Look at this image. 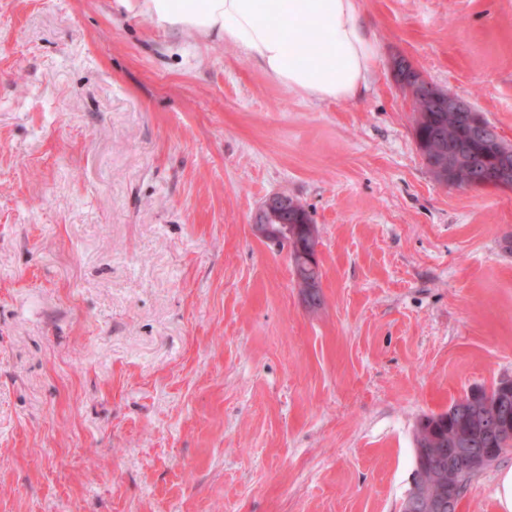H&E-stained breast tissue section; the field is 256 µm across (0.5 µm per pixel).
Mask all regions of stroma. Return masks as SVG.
Instances as JSON below:
<instances>
[{
	"mask_svg": "<svg viewBox=\"0 0 512 512\" xmlns=\"http://www.w3.org/2000/svg\"><path fill=\"white\" fill-rule=\"evenodd\" d=\"M360 6L373 80L320 102L116 0H0V512H400L420 419L512 381V188L436 181L392 73L512 144V0ZM276 192L318 306L252 232ZM253 234L268 244H288L293 252L292 269L299 288L303 289L306 301L314 305L310 294L321 288V280H312V272L320 271L318 264V228L313 224L308 210L286 193L269 195L252 217ZM306 236L314 247V254L303 253L293 247V242Z\"/></svg>",
	"mask_w": 512,
	"mask_h": 512,
	"instance_id": "obj_1",
	"label": "stroma"
}]
</instances>
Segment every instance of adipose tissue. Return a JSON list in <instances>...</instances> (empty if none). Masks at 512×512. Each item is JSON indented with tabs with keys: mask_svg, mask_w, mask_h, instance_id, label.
Wrapping results in <instances>:
<instances>
[{
	"mask_svg": "<svg viewBox=\"0 0 512 512\" xmlns=\"http://www.w3.org/2000/svg\"><path fill=\"white\" fill-rule=\"evenodd\" d=\"M126 12L223 37L275 83L316 101L354 100L377 45L358 0H119Z\"/></svg>",
	"mask_w": 512,
	"mask_h": 512,
	"instance_id": "ef3b65f1",
	"label": "adipose tissue"
}]
</instances>
